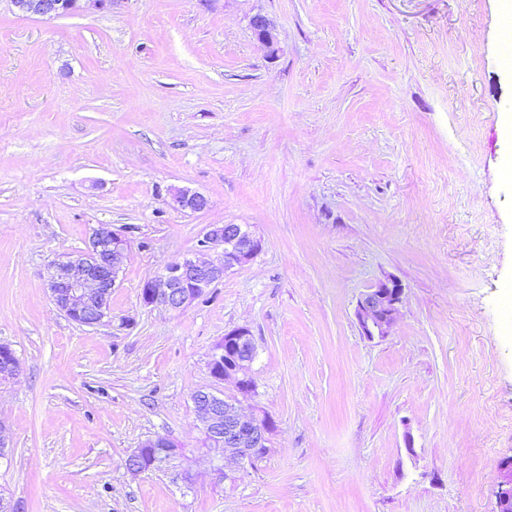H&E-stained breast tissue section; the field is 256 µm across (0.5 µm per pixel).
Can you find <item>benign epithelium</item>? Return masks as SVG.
Returning a JSON list of instances; mask_svg holds the SVG:
<instances>
[{
  "instance_id": "benign-epithelium-1",
  "label": "benign epithelium",
  "mask_w": 512,
  "mask_h": 512,
  "mask_svg": "<svg viewBox=\"0 0 512 512\" xmlns=\"http://www.w3.org/2000/svg\"><path fill=\"white\" fill-rule=\"evenodd\" d=\"M22 16L56 18L83 14L90 10L112 7V0H10ZM253 33L269 55L276 54V39L269 19L257 13L251 17ZM176 209L191 213L204 212L209 199L190 188L172 193ZM261 243L245 224H211L201 239L200 250H222V262L213 264L189 258L166 267L148 277L140 290V301L146 307L181 311L201 297L213 284L224 279L226 272L250 261ZM128 253L127 241L109 224L94 229L86 250L66 259L52 262L53 273L48 288L56 307L76 323L94 328L110 315L112 288L123 272ZM403 288L392 278L379 282L357 301L356 317L362 333L368 338L388 335L402 304ZM249 349L242 357L231 359L226 348ZM255 347L248 329H234L213 347L208 363L211 376L234 383L238 396L226 397L217 390H199L192 401L202 425L204 447L209 456L215 481L233 479L228 463H251L267 452L268 436L274 423L243 409V402L253 398L256 385L248 375ZM20 362L6 346L0 347V378L13 379ZM183 457L177 444L165 436L147 439L126 459L128 471L138 474L149 469L170 467ZM502 480L498 485L497 512H512V457L501 464Z\"/></svg>"
}]
</instances>
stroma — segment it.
<instances>
[{
  "label": "stroma",
  "instance_id": "1",
  "mask_svg": "<svg viewBox=\"0 0 512 512\" xmlns=\"http://www.w3.org/2000/svg\"><path fill=\"white\" fill-rule=\"evenodd\" d=\"M504 0H114L22 17L0 0V382L20 512H496L512 456V63ZM274 25L268 55L252 15ZM208 210L173 209L171 191ZM130 241L111 317L70 321L51 263ZM261 249L179 312L143 282L208 225ZM404 302L366 338L361 295ZM248 328L249 405L275 429L218 484L196 391ZM183 467L131 475L146 438ZM172 202L176 209L191 213L204 212L209 208V199L202 193L190 188H178L172 193ZM403 288L396 279L380 281L359 298L356 317L367 338L388 336L402 304Z\"/></svg>",
  "mask_w": 512,
  "mask_h": 512
}]
</instances>
